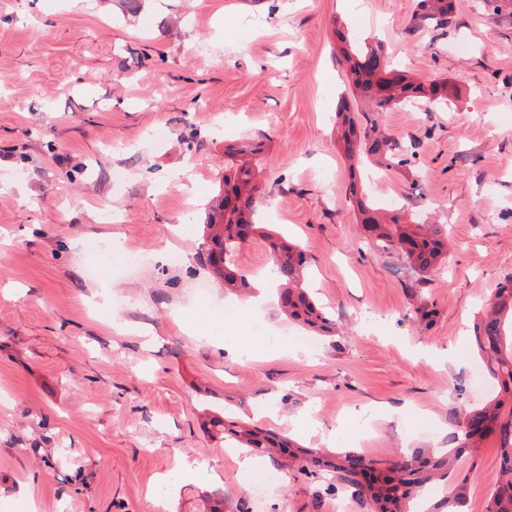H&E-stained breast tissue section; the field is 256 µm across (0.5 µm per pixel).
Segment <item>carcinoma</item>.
Instances as JSON below:
<instances>
[{
  "label": "carcinoma",
  "instance_id": "obj_1",
  "mask_svg": "<svg viewBox=\"0 0 512 512\" xmlns=\"http://www.w3.org/2000/svg\"><path fill=\"white\" fill-rule=\"evenodd\" d=\"M453 2L417 0V17L430 30H438L448 25ZM342 52L350 73L351 94L359 104L355 112L346 106L338 111L339 141L345 156L350 160L371 159L386 167L407 163L408 151L380 130L379 113L399 105L440 109L453 97L448 79L428 84L417 81L393 67L373 45L348 40ZM259 188L260 171L248 160L224 171V196L212 206L203 225L206 238L202 266L227 290L248 288L249 279L238 270L232 256L250 236L263 237L272 256V279L289 318L330 336L333 323L312 300L306 284V255L278 233L252 223ZM349 198L377 246L401 252L425 279L441 268L448 241L437 231L425 224L409 223L401 210L385 218L379 216L356 182L351 183ZM472 332L473 346L496 382L497 392L474 410H450L446 449L416 453L393 463L369 460L355 452L317 457L307 449L293 450L291 442L279 434L258 427L219 416L213 417L209 425L252 453L270 455L278 450L288 453L292 467L303 470L311 463L328 471L330 490L351 491L367 512H410V504L426 501L431 486L445 476L448 488L428 512H467V479L456 473V462L465 453L475 455L484 439L492 435L500 462L486 512H512V276L495 288L482 316L474 321Z\"/></svg>",
  "mask_w": 512,
  "mask_h": 512
}]
</instances>
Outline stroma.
Masks as SVG:
<instances>
[{
    "label": "stroma",
    "instance_id": "1",
    "mask_svg": "<svg viewBox=\"0 0 512 512\" xmlns=\"http://www.w3.org/2000/svg\"><path fill=\"white\" fill-rule=\"evenodd\" d=\"M340 29L458 92L381 113L413 157L361 175L382 211L447 235L430 280L350 204ZM247 142L262 145L257 220L307 254L333 337L289 321L261 238L235 264L263 292L226 291L199 263L227 150ZM510 275L507 2L456 0L435 38L416 0H0V512H203L256 485L261 512H364L279 457L242 477L208 416L370 459L446 447L451 406L493 391L473 380L468 328ZM186 460L212 480L178 477ZM458 466L468 512H486L496 442Z\"/></svg>",
    "mask_w": 512,
    "mask_h": 512
}]
</instances>
